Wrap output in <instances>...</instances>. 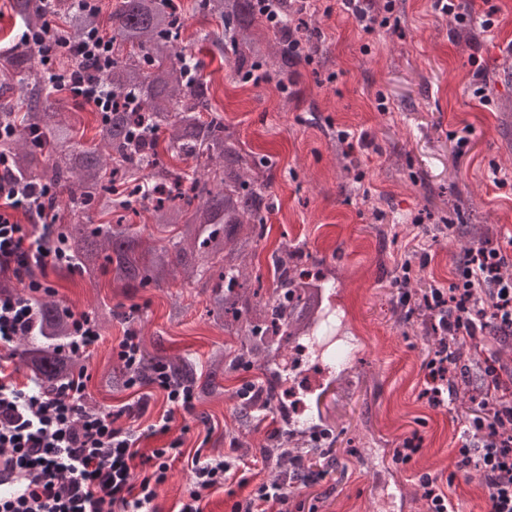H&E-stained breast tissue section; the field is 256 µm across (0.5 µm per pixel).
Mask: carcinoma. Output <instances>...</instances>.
Wrapping results in <instances>:
<instances>
[{
	"label": "carcinoma",
	"instance_id": "1",
	"mask_svg": "<svg viewBox=\"0 0 512 512\" xmlns=\"http://www.w3.org/2000/svg\"><path fill=\"white\" fill-rule=\"evenodd\" d=\"M16 19L34 32L46 27L41 0H10ZM204 18L220 30L197 33L220 58H233L245 74L265 66L287 79L300 62L288 55V0H199ZM50 35L76 44L88 32L102 30L101 10L80 12L72 0H54ZM112 66L100 73L117 93L136 100L129 112L100 117L95 144L73 146L74 128L62 118L47 90L39 40L16 42L0 52V124L15 135L0 142L14 175L58 191L46 202L56 240L68 263L90 281L102 268L112 286L162 288L177 277L203 283L207 316L239 344L215 351L210 371L199 381L192 365L169 364L173 378L198 388L201 402L224 395V371L241 366L268 369L279 349L318 323L320 285L310 276L309 256L283 242L271 255L274 277L267 296L253 289L256 249L272 209L268 161L248 151L224 117L213 110L211 84L186 76L194 54L185 43L184 15L172 0H119L111 13ZM169 154L191 159V171L166 162ZM149 212L150 224L169 233L163 243L125 223L118 211ZM114 221L92 224L90 213ZM38 333L21 338L15 353L47 389L66 378L73 360L56 345L69 336V320L58 303L37 301ZM279 404L274 389L262 388L255 401L236 403L248 422ZM319 453L302 440L281 434L267 449L282 474L290 468L288 450Z\"/></svg>",
	"mask_w": 512,
	"mask_h": 512
}]
</instances>
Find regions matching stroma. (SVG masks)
Segmentation results:
<instances>
[{"label": "stroma", "instance_id": "35a3bbf8", "mask_svg": "<svg viewBox=\"0 0 512 512\" xmlns=\"http://www.w3.org/2000/svg\"><path fill=\"white\" fill-rule=\"evenodd\" d=\"M491 4L496 24L486 32L479 20ZM471 7L475 23L460 27L435 0H394L391 26L368 32L336 0H319L309 21L313 61L297 66L284 91L275 72L255 83L233 62L217 69L199 52L225 123L246 149L272 163L270 233L259 244L254 273L270 285L272 251L283 241L304 244L319 262L326 318L344 361L321 389L308 392L307 374L321 358L310 337H297L283 349L282 367L226 372L225 396L177 413L170 433L148 447L178 438L190 456L236 448L250 461L246 478L259 483L278 477L261 453L274 430L326 428L333 465L319 484L296 491L291 512H425L416 475L447 472L471 404L462 397L452 409H434L420 399L432 344L397 302V265L418 261L421 244L430 243L431 258L417 278L425 288L445 286L469 245L466 225H484L494 238L512 234V0H473ZM479 69L487 105L473 95ZM343 131L367 133L370 147L347 151ZM463 135L469 144L462 152ZM347 155L355 166L346 176L339 160ZM495 169L508 176L506 186L493 184ZM36 276L61 307L90 312L104 302L115 310L86 360L87 391L91 404L123 409L122 426L144 429L166 410L161 394L139 412L133 391L100 384L105 371L120 368L117 347L127 330L137 331L158 361L182 358L200 375L208 373L212 352L231 342L208 319L201 287L175 281L124 294L105 274L94 286L67 268ZM248 382L300 385L303 413L277 412L242 427L229 394ZM413 436L421 440L415 460L393 463L394 448Z\"/></svg>", "mask_w": 512, "mask_h": 512}]
</instances>
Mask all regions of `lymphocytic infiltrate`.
<instances>
[{
    "mask_svg": "<svg viewBox=\"0 0 512 512\" xmlns=\"http://www.w3.org/2000/svg\"><path fill=\"white\" fill-rule=\"evenodd\" d=\"M59 48L46 43L43 62L48 83L68 90L76 101L90 102L99 111L128 109L126 96L92 79L83 69L59 71ZM9 159L0 154V268L16 278L29 277L33 266L65 264V253L36 238L27 225L13 222L15 212L37 213L45 187L10 178ZM41 283L31 285V296L0 293V345L13 346L23 336L35 335L37 310L34 295ZM398 303L430 313L427 336L435 344L423 362L425 384L421 395L435 409L454 405L468 373L458 353L483 349L500 336L512 337V252L500 241L471 243L454 271L449 286L432 285L411 293L399 290ZM71 333L61 353L80 361L101 338L95 316L70 314ZM117 356L127 375L126 386L138 390V409H146L151 391H162L169 405L157 423L143 431L120 426L119 416L89 405L86 368L77 366L55 390L21 387L0 375V512H155L157 489L168 478L171 465L187 460L191 488L178 512H204L203 493L234 480L244 460L238 456L193 455L185 458L181 439L163 448L144 449V438L169 432L175 412H192L196 390L173 380L166 365L154 364L142 374L144 358L136 331H128ZM483 403L467 419L466 436L455 451L448 475L421 473L419 487L426 512H456L447 488L457 477L477 481L486 512H512V366L486 360L482 369ZM325 477L303 459H295L293 474L258 483L233 503L231 512H288L296 484L313 486Z\"/></svg>",
    "mask_w": 512,
    "mask_h": 512,
    "instance_id": "1",
    "label": "lymphocytic infiltrate"
}]
</instances>
